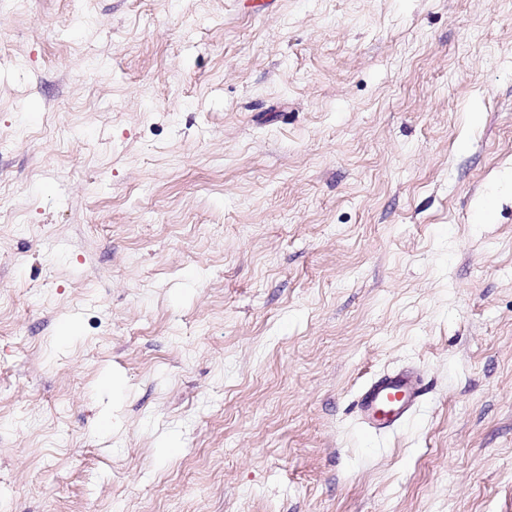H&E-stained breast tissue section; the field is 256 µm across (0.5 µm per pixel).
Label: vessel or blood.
<instances>
[{
	"label": "vessel or blood",
	"mask_w": 512,
	"mask_h": 512,
	"mask_svg": "<svg viewBox=\"0 0 512 512\" xmlns=\"http://www.w3.org/2000/svg\"><path fill=\"white\" fill-rule=\"evenodd\" d=\"M425 393L424 376L415 367L385 371L359 391L356 414L365 430L380 435L403 425L416 412Z\"/></svg>",
	"instance_id": "vessel-or-blood-1"
}]
</instances>
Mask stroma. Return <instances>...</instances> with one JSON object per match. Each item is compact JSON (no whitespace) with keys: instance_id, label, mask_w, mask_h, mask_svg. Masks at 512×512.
Masks as SVG:
<instances>
[{"instance_id":"35a3bbf8","label":"stroma","mask_w":512,"mask_h":512,"mask_svg":"<svg viewBox=\"0 0 512 512\" xmlns=\"http://www.w3.org/2000/svg\"><path fill=\"white\" fill-rule=\"evenodd\" d=\"M0 512H512V0H0ZM424 393V376L419 368L384 371L360 389L355 400L356 414L365 430L384 434L410 419Z\"/></svg>"}]
</instances>
